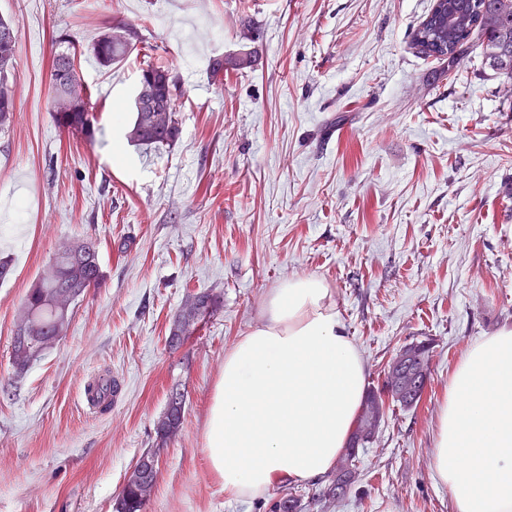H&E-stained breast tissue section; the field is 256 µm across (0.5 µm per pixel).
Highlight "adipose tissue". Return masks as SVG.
<instances>
[{
	"label": "adipose tissue",
	"instance_id": "obj_1",
	"mask_svg": "<svg viewBox=\"0 0 512 512\" xmlns=\"http://www.w3.org/2000/svg\"><path fill=\"white\" fill-rule=\"evenodd\" d=\"M365 396V366L331 288L282 281L224 355L204 429L226 496L254 499L336 464ZM454 512H512V329L473 345L448 380L434 449Z\"/></svg>",
	"mask_w": 512,
	"mask_h": 512
}]
</instances>
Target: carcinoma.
<instances>
[{
  "mask_svg": "<svg viewBox=\"0 0 512 512\" xmlns=\"http://www.w3.org/2000/svg\"><path fill=\"white\" fill-rule=\"evenodd\" d=\"M448 7L439 11L430 9L427 16L413 30L411 42L418 53L426 58L444 60L465 59L476 50L486 58L490 68L512 81V0H447ZM138 31L129 23L118 21L104 31L92 43L90 52L98 66L110 69L133 53L140 51ZM17 51L16 29L12 22L0 18V130L9 128L13 122L15 105L13 99H4L7 88L5 77L14 69ZM82 53L71 45L55 54L51 67L53 89L52 112L55 123L69 133L79 132L84 139L94 141L99 129L91 112L70 111L71 97H83L91 103L92 91L84 84L80 73L74 71L67 77V86L58 82L59 71L70 65V61L81 62ZM253 65L249 56L236 58L225 56L212 64V75L224 80V74L241 72ZM153 76L158 84L156 111H132L133 118L126 126L125 137L135 146L158 147L171 145L179 137L177 110L165 111L163 91L173 88L176 96L183 94L173 71L166 65L149 63L141 74ZM58 267L54 281L39 279L29 289L14 331L10 351V363L16 376H22L30 364L47 348L59 340L69 327L71 317H62L54 309L56 297L71 290L76 297L83 296L88 289L100 285L103 273L98 258V243L85 238L79 243L61 248L53 259ZM219 297L209 291L187 294L169 335H177L181 324L197 326L214 316L219 308ZM403 352L412 355V368L418 379L416 393L423 395L430 374V345L424 342L410 343ZM405 376L399 369L385 372L381 388L371 391L358 416L355 427V442H371L380 421V401L387 395L391 403L405 409L407 404L399 398ZM87 389L96 395L97 402L104 404L112 400L118 385L112 377L91 382ZM184 404L167 402V407L156 426L157 439L161 443L175 436L182 425ZM360 458L350 446L336 462L334 473L352 485L359 471ZM157 479V472L146 467H133L125 479L123 488L114 503L115 512H146L147 504ZM273 508L284 512H303V498L293 493L283 495Z\"/></svg>",
  "mask_w": 512,
  "mask_h": 512,
  "instance_id": "cac0c4a2",
  "label": "carcinoma"
}]
</instances>
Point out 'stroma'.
<instances>
[{"instance_id": "obj_1", "label": "stroma", "mask_w": 512, "mask_h": 512, "mask_svg": "<svg viewBox=\"0 0 512 512\" xmlns=\"http://www.w3.org/2000/svg\"><path fill=\"white\" fill-rule=\"evenodd\" d=\"M432 0H0L13 20L15 114L0 132V512H113L138 457L153 451L146 512H272L225 496L203 431L224 354L262 320L272 288L313 275L333 288L367 388L403 346L432 347L417 406L384 407L360 479L306 512H453L435 478L448 378L469 348L512 329V85L480 54L420 57L411 32ZM118 20L140 53L106 71L92 56L95 142L50 112L54 55L90 47ZM251 30H244V23ZM256 51L216 81L213 60ZM180 80L181 133L124 147L141 67ZM96 238L104 274L75 303L65 336L14 379L11 339L24 298L68 242ZM220 306L176 350L170 325L188 292ZM119 385L89 412L96 374ZM179 432L155 425L172 389Z\"/></svg>"}]
</instances>
